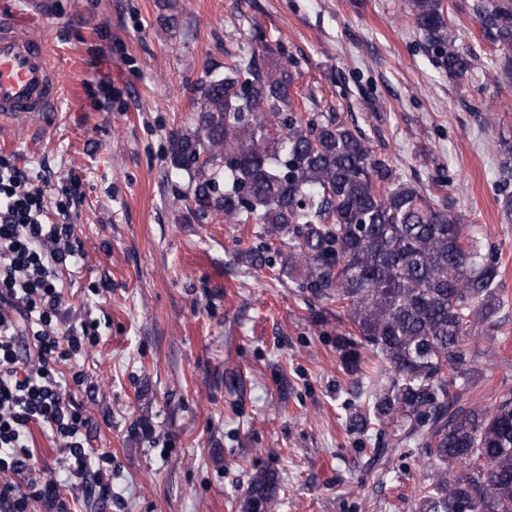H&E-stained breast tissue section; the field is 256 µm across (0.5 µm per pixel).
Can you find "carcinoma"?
<instances>
[{
	"mask_svg": "<svg viewBox=\"0 0 512 512\" xmlns=\"http://www.w3.org/2000/svg\"><path fill=\"white\" fill-rule=\"evenodd\" d=\"M410 5L439 64L467 72L443 0ZM470 10L512 46V0H473ZM253 39L249 59L196 84L191 127L171 136L170 163L191 177L195 213L256 221L265 250L272 240L288 248L274 280L340 305L351 325L336 336L344 370L361 385L382 381L355 425L417 418L432 475L415 490L416 512H512V396L464 401L473 353L506 303L500 266L484 258L463 211L396 177L336 112L296 106L293 63L264 31ZM262 250L240 259L266 266ZM279 489L276 472L255 476L244 512H271Z\"/></svg>",
	"mask_w": 512,
	"mask_h": 512,
	"instance_id": "cac0c4a2",
	"label": "carcinoma"
}]
</instances>
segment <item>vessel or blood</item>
<instances>
[{"mask_svg":"<svg viewBox=\"0 0 512 512\" xmlns=\"http://www.w3.org/2000/svg\"><path fill=\"white\" fill-rule=\"evenodd\" d=\"M26 2L29 12L0 14V122L46 117L62 100L52 52L30 21L32 14L47 12L51 0Z\"/></svg>","mask_w":512,"mask_h":512,"instance_id":"b4317fda","label":"vessel or blood"}]
</instances>
